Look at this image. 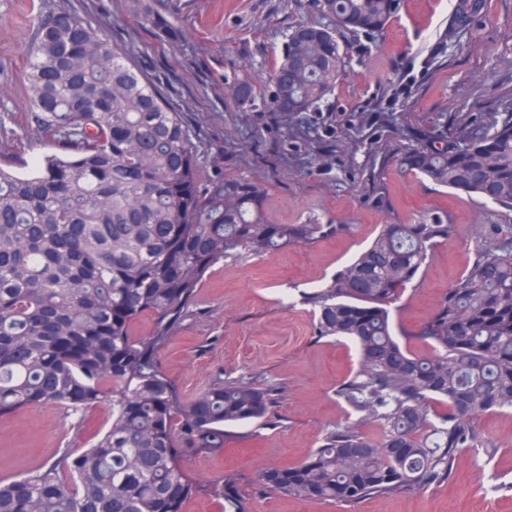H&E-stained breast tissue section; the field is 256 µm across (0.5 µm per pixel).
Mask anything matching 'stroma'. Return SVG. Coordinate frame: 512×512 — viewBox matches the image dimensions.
Listing matches in <instances>:
<instances>
[{"label": "stroma", "mask_w": 512, "mask_h": 512, "mask_svg": "<svg viewBox=\"0 0 512 512\" xmlns=\"http://www.w3.org/2000/svg\"><path fill=\"white\" fill-rule=\"evenodd\" d=\"M0 0V154L24 161L51 152L28 123L25 73L33 16L64 7L100 29L181 112L202 160L257 184L276 224H347L349 233L275 254H242L214 265L159 353L183 397L217 380L279 390L271 422L235 427L223 453H191L188 471L206 481L234 475L246 512H512V408L474 422L478 452L463 450L453 475L427 488L354 506L286 497L261 488L260 470L304 461L334 429L361 415L338 395L359 367L352 343L325 337L307 297L375 236L380 224H410L445 212L455 235L437 246L418 287L397 302L395 323L413 330L472 264L492 205L435 186L400 168L406 149L451 137L491 116H512V0H486L484 14L449 47L450 0H401L374 37L338 40L346 70L318 107L274 111L269 73L289 33L321 19L313 0ZM179 33L159 40L150 13ZM246 81L254 103L227 92ZM387 196L391 210L374 199ZM112 420L101 404L73 416L30 406L0 418V478L13 479L83 448Z\"/></svg>", "instance_id": "1"}]
</instances>
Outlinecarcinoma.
Masks as SVG:
<instances>
[{
	"instance_id": "cac0c4a2",
	"label": "carcinoma",
	"mask_w": 512,
	"mask_h": 512,
	"mask_svg": "<svg viewBox=\"0 0 512 512\" xmlns=\"http://www.w3.org/2000/svg\"><path fill=\"white\" fill-rule=\"evenodd\" d=\"M400 0H315L328 23L296 27L271 71V108L308 112L335 87L344 63L337 31L380 33ZM483 0H452L448 37L481 16ZM25 74L30 123L55 152L17 174L0 157V418L32 405L82 412L112 405V424L77 453L16 479H0V512H184L206 497L244 512L235 479L209 483L183 452L221 453L229 428L266 418L273 389L218 381L181 397L159 352L199 281L219 261L263 256L348 231L344 224H274L254 183L217 168L200 180L193 135L180 112L105 35L67 9L34 16ZM240 103L256 96L233 85ZM400 167L512 213V118L464 128L439 147L412 148ZM456 233L448 215L383 224L372 242L310 297L322 336L351 340L357 375L338 393L375 440L329 432L281 481L288 497L361 500L447 480L473 420L512 407V235L482 245L435 312L410 332L432 348L415 354L396 337L392 305L417 286L434 249ZM145 313L153 329L133 336ZM444 399L432 423L424 406Z\"/></svg>"
}]
</instances>
